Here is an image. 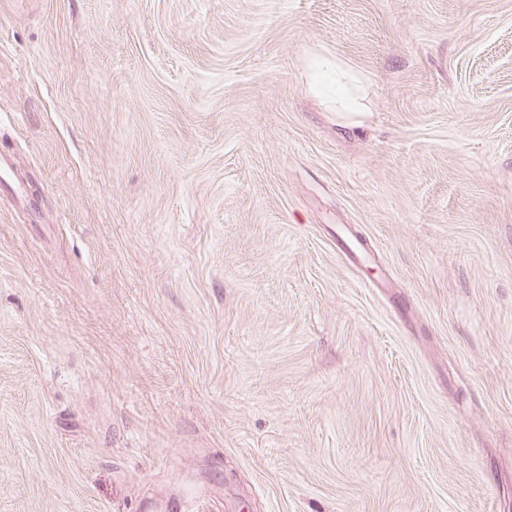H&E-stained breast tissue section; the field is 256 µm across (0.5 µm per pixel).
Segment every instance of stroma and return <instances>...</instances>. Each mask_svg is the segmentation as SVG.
<instances>
[{
  "instance_id": "stroma-1",
  "label": "stroma",
  "mask_w": 512,
  "mask_h": 512,
  "mask_svg": "<svg viewBox=\"0 0 512 512\" xmlns=\"http://www.w3.org/2000/svg\"><path fill=\"white\" fill-rule=\"evenodd\" d=\"M0 150V512H512V0H0ZM318 79H331L333 92L336 96V112L341 114L347 124H361L363 112L358 95L353 92L355 77L347 72L338 60L320 57L314 63Z\"/></svg>"
}]
</instances>
